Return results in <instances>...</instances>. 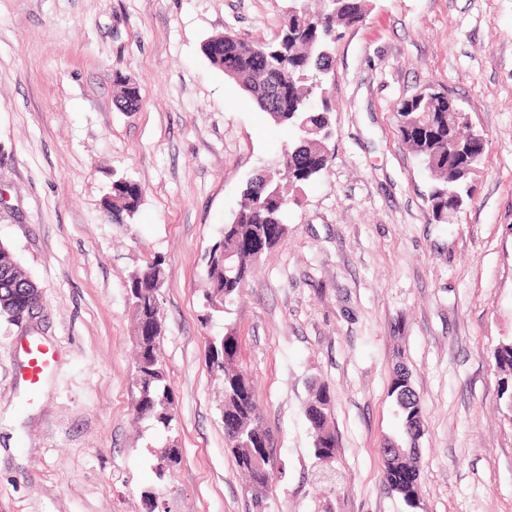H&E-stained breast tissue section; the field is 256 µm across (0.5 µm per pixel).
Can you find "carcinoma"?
<instances>
[{
  "label": "carcinoma",
  "instance_id": "obj_1",
  "mask_svg": "<svg viewBox=\"0 0 512 512\" xmlns=\"http://www.w3.org/2000/svg\"><path fill=\"white\" fill-rule=\"evenodd\" d=\"M370 0H307L285 12L278 36L271 40H244L232 31L204 43L202 51L222 72L236 82L271 120L291 131L293 143L272 163L268 171L246 184L240 208L224 224L221 236L206 257L209 288L205 301L213 310L239 296L246 288L255 264L288 233V211L298 204V188L324 175L330 158L314 168L310 155L329 153L328 131L332 127V106L325 96L318 105L312 100L323 92L324 74L330 69L332 54L341 27L362 23ZM116 102L134 112L141 103L140 89L126 80L118 81ZM397 133L401 141L430 173L434 185L428 201L433 219L448 223V215L459 212L472 200L467 179L484 161L482 149L467 157L448 152V142L460 144L475 138L467 112L448 113V93L424 89L401 101L397 107ZM143 197L142 186L128 177L112 180V191L104 206L114 215L131 218ZM164 278L158 261L141 271V278H130L129 299L135 308L137 335L144 337L137 346L136 376L139 414L151 418L155 426L167 429L173 420L174 397L166 383L165 369L157 352L158 331L150 320L160 312L159 293L146 287L145 280ZM21 296L41 302L36 285L24 269L0 248V318L17 320L14 301ZM238 340L234 328L208 342L206 361L224 384V434L237 466L247 476L249 488L263 487L261 477L251 469V460L265 447L270 434L262 427L256 405L255 387L237 363ZM495 365L512 379V341L503 342L494 354ZM395 371L390 393L395 396L402 426L423 425L417 397L408 392ZM330 391L321 387L305 405L304 414L313 434V450L318 458L335 456L336 438L330 428ZM385 478L408 482L399 489L408 506L416 504L420 471L410 472L409 460L398 450L382 448Z\"/></svg>",
  "mask_w": 512,
  "mask_h": 512
}]
</instances>
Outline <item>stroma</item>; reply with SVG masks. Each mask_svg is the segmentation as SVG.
Wrapping results in <instances>:
<instances>
[{"instance_id": "1", "label": "stroma", "mask_w": 512, "mask_h": 512, "mask_svg": "<svg viewBox=\"0 0 512 512\" xmlns=\"http://www.w3.org/2000/svg\"><path fill=\"white\" fill-rule=\"evenodd\" d=\"M290 0H0V246L42 294L0 318V512H512V409L494 351L512 340V0H371L341 29L327 87L333 156L226 315L208 316L206 254L246 182L288 143L202 52L274 38ZM137 84L135 112L114 101ZM448 92L487 136L473 202L433 220L430 179L395 107ZM144 189L130 223L114 177ZM165 271L158 354L174 420L136 408L128 279ZM233 325L277 466L254 499L226 445L209 338ZM53 361L38 389L25 346ZM404 366L423 435L416 506L385 482ZM332 396V461L304 407ZM177 441L182 461L157 477ZM156 493L148 510L144 492Z\"/></svg>"}]
</instances>
